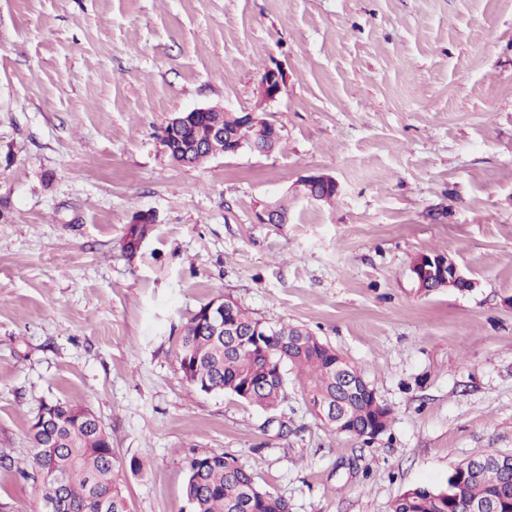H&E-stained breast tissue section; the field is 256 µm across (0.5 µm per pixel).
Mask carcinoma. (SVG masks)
<instances>
[{"label":"carcinoma","mask_w":512,"mask_h":512,"mask_svg":"<svg viewBox=\"0 0 512 512\" xmlns=\"http://www.w3.org/2000/svg\"><path fill=\"white\" fill-rule=\"evenodd\" d=\"M238 112L224 113V126L249 140L255 132L238 127ZM185 134L202 146L188 157L176 159L183 166L197 165L225 150L224 139L210 136L208 119L197 116ZM203 305L184 326L176 341L175 355L187 384L206 393H224L241 402L274 411L287 399L288 377L294 375L303 391L304 404L314 411L318 402L342 397L345 413L341 433L357 437L378 426L387 430L389 407L378 409L372 393L360 386L341 394L336 363L342 353L308 329L288 322L271 327L249 309L229 301L224 318L241 329L237 345L224 349V338L213 335ZM281 364L282 377L257 383L268 360ZM74 405L63 401L41 404L56 416L57 425L41 429L31 422L29 436L34 453L29 464L41 482L42 499L51 501L63 493V512H104L101 500L112 495V512H124L126 497L119 483V466L112 458V440L102 426L75 424L69 420ZM51 442L55 456H43ZM185 495L192 512H289L288 502L261 488L253 471L226 453L196 455L189 459ZM494 500L500 512H512V472L485 469L475 477L453 470L445 485L415 487L400 494L392 512H468V504Z\"/></svg>","instance_id":"carcinoma-1"}]
</instances>
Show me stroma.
Instances as JSON below:
<instances>
[{
	"label": "stroma",
	"instance_id": "1",
	"mask_svg": "<svg viewBox=\"0 0 512 512\" xmlns=\"http://www.w3.org/2000/svg\"><path fill=\"white\" fill-rule=\"evenodd\" d=\"M213 104L279 146L171 162L160 127ZM433 253L476 288L420 293ZM218 296L342 352L388 430L336 434L295 380L274 412L191 388L175 340ZM57 399L101 420L130 512H191L195 454L290 512H391L512 453V0H0V512H43L28 425ZM283 84V73L280 70H266L259 84L260 96L265 101H274L282 92Z\"/></svg>",
	"mask_w": 512,
	"mask_h": 512
}]
</instances>
